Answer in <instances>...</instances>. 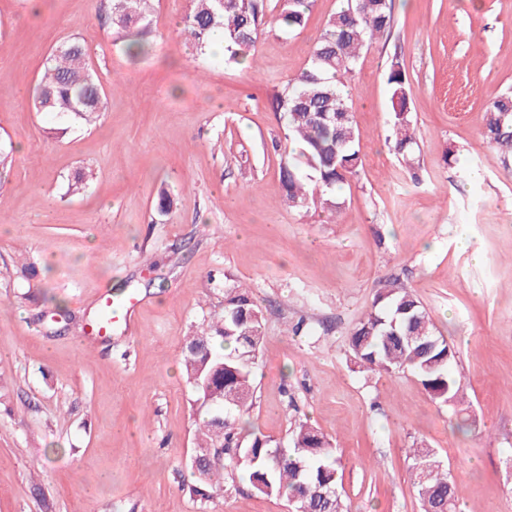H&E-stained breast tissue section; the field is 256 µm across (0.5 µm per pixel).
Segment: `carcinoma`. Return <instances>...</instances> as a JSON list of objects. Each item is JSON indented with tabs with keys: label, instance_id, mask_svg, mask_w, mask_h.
Here are the masks:
<instances>
[{
	"label": "carcinoma",
	"instance_id": "1",
	"mask_svg": "<svg viewBox=\"0 0 512 512\" xmlns=\"http://www.w3.org/2000/svg\"><path fill=\"white\" fill-rule=\"evenodd\" d=\"M151 0H109L111 28L123 35L132 55L144 51L152 33ZM179 36L199 52L212 37L223 36L224 54L237 62L253 50L268 0H192ZM313 0H281L278 21L288 32L305 26ZM393 24L392 0H346L317 37L308 67L272 101L282 114L288 151L282 170L290 204L318 202L341 208L337 195L363 165L353 103L342 78L354 72L361 51ZM390 93L393 149L409 164L417 147L410 108V85L398 60L385 72ZM36 111L63 122L89 124L106 108L105 92L79 39L55 46L45 59L35 90ZM484 135L512 155V95L485 109ZM262 310L250 292L230 286L224 311L191 327L182 365L199 408L197 453H222V462L191 469L189 490L212 501L235 488L243 473L252 489L292 502L294 512H350L342 495L343 474L330 440L304 421L294 424L292 446L262 434L244 436L243 419L252 406L253 377L259 367ZM355 363L367 372H409L441 403L460 400V381L452 371L456 351L435 334L428 312L412 291L386 280L373 309L350 336ZM411 475L423 512H456L458 499L448 471L434 449L409 450Z\"/></svg>",
	"mask_w": 512,
	"mask_h": 512
}]
</instances>
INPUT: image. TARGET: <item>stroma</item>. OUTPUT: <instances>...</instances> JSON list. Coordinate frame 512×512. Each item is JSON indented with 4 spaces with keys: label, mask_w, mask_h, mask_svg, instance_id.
Returning <instances> with one entry per match:
<instances>
[{
    "label": "stroma",
    "mask_w": 512,
    "mask_h": 512,
    "mask_svg": "<svg viewBox=\"0 0 512 512\" xmlns=\"http://www.w3.org/2000/svg\"><path fill=\"white\" fill-rule=\"evenodd\" d=\"M342 4L315 0L289 34L269 0L251 67L184 45L190 0H153L156 35L135 58L108 0L35 13L0 0V145L15 149L0 183V512H288L241 478L205 504L188 491L196 406L181 350L229 282L263 313L248 431L286 447L295 420L311 423L354 512H422L416 442L464 512H512V158L482 134L486 107L512 94V0H393L391 29L347 78L363 166L339 211L296 207L272 100ZM69 38L85 41L107 104L97 125L58 137L30 94ZM394 58L410 80L414 173L388 148ZM80 168L93 179L67 195ZM384 279L410 287L454 346L461 402L407 372L358 371L350 334ZM105 290L112 330L94 336Z\"/></svg>",
    "instance_id": "35a3bbf8"
}]
</instances>
